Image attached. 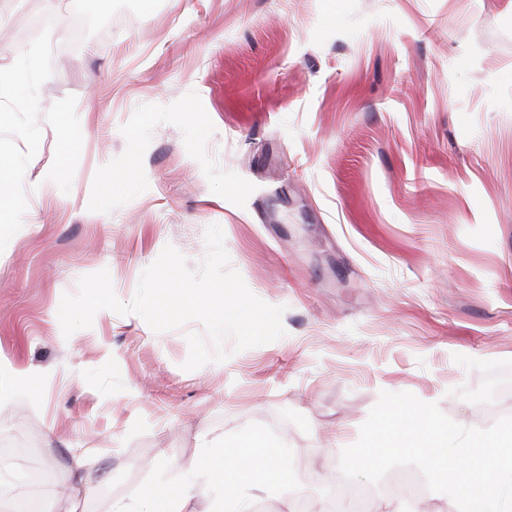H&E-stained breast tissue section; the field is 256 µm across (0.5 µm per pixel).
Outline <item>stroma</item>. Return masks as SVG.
I'll use <instances>...</instances> for the list:
<instances>
[{
  "label": "stroma",
  "instance_id": "stroma-1",
  "mask_svg": "<svg viewBox=\"0 0 512 512\" xmlns=\"http://www.w3.org/2000/svg\"><path fill=\"white\" fill-rule=\"evenodd\" d=\"M0 0V485L28 464L79 512L180 483L251 437L294 485L261 512H326L325 486L380 392L485 429L512 415V0ZM136 178H126L129 168ZM219 225L231 265L284 306L281 339L183 370L186 333L58 309L108 270L130 302L165 246L198 269ZM410 512H458L413 466Z\"/></svg>",
  "mask_w": 512,
  "mask_h": 512
}]
</instances>
